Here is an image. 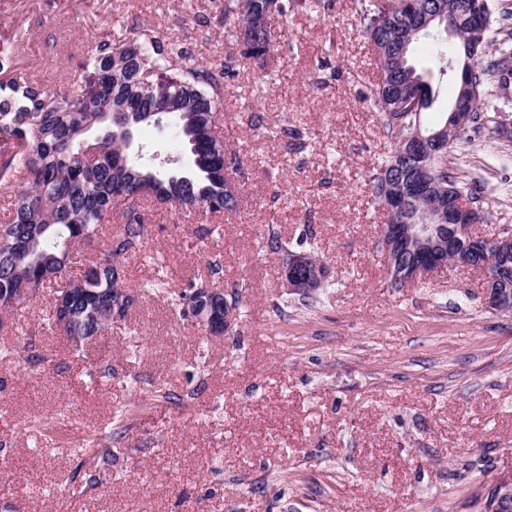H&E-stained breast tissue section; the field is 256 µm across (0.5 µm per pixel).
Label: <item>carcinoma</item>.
I'll return each instance as SVG.
<instances>
[{
	"label": "carcinoma",
	"instance_id": "obj_1",
	"mask_svg": "<svg viewBox=\"0 0 512 512\" xmlns=\"http://www.w3.org/2000/svg\"><path fill=\"white\" fill-rule=\"evenodd\" d=\"M275 2L274 12L288 14L293 0H247V13L240 12L239 0H224V17L237 20L234 37L242 46L241 56L267 69L278 50L271 32L272 14L267 3ZM473 0H416L427 14L437 6H452L454 30L438 20L409 36L413 4L404 0H361V15L372 49L380 59L378 82L368 87L367 99L378 114L387 134L399 140L411 125L422 123L424 111L439 98L442 85L461 84L452 65L464 60L465 36L480 30L478 45L467 72L477 90L472 98L470 124L481 125L482 96L486 86L496 83L502 89L512 85V13L500 15L501 27L493 28L490 0H483L479 12L471 9ZM421 39L431 40L429 56L419 60L414 46ZM498 44L492 56L486 48ZM185 51L165 42L154 28L143 26L125 42L107 40L92 50L89 65L97 76L94 86H78L72 92L51 97L43 85L18 68L14 56L0 50V198L11 200L10 220L0 224V293L16 288L42 289L58 285L75 298L72 324L76 335H85V303L97 294H112L116 280L113 266L121 258L142 250L148 227L133 198L137 182L154 183L160 197L182 203L197 202L198 209L215 214L234 211L238 202L224 193V169L240 170L239 157L216 147L214 128L217 105L224 97V78L234 73V60L224 63L218 73L204 66L183 64ZM163 77L155 83V73ZM164 99L171 122L192 155L186 172L156 173L136 163L120 161V145L112 131L122 125L125 114H112L103 107L112 103L127 111L148 115L158 99ZM390 156H385L368 177L372 194L380 199L389 187L409 198L407 205L420 210L410 191L415 160H401L389 181ZM432 179L446 194L466 196L482 210L481 196L464 186L441 162H434ZM118 209L122 224L115 235L101 239L103 225L112 221ZM101 243L100 257L87 267L81 278L66 280L72 248L76 243ZM187 284L173 301L183 319L192 317L186 301L196 288ZM116 438L106 435L95 448L80 446L84 462L96 466L118 453Z\"/></svg>",
	"mask_w": 512,
	"mask_h": 512
}]
</instances>
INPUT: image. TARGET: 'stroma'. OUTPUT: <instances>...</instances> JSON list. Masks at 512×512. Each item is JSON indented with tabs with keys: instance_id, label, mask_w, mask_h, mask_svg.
Masks as SVG:
<instances>
[{
	"instance_id": "35a3bbf8",
	"label": "stroma",
	"mask_w": 512,
	"mask_h": 512,
	"mask_svg": "<svg viewBox=\"0 0 512 512\" xmlns=\"http://www.w3.org/2000/svg\"><path fill=\"white\" fill-rule=\"evenodd\" d=\"M317 2L273 17L289 46L264 73L241 59L224 0H0V48L52 93L91 81L99 39L143 25L192 62L236 58L216 133L242 184L218 218L142 201L149 237L123 262L133 303L102 338L77 349L45 332L38 302L0 314V347L31 346L0 359V512H481L512 479V314L488 309L482 272L461 265L391 284L367 182L392 146L363 98L377 61L358 0ZM483 109L448 168L480 184L473 231L493 238L512 232V89L487 86ZM283 125L302 138H273ZM136 142L165 169L183 151L152 127ZM272 233L326 266L325 288L288 292ZM160 269L165 291H144ZM191 280L235 303L229 335L205 337L172 306ZM158 385L169 399L153 400ZM120 410L117 459L81 491L75 440L112 431Z\"/></svg>"
}]
</instances>
